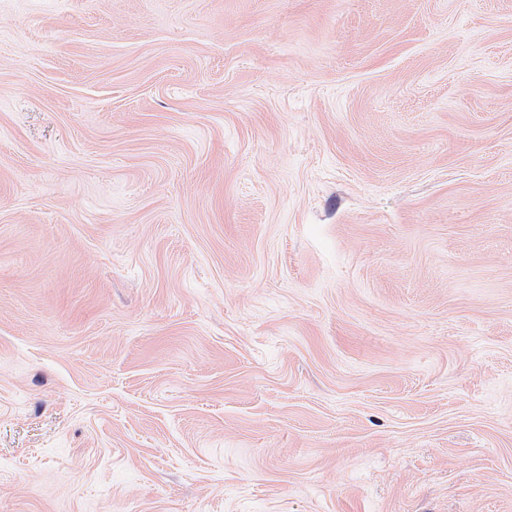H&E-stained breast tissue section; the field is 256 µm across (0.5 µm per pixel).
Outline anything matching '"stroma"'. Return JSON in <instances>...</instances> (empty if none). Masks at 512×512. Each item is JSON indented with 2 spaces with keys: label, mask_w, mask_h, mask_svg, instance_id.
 Returning a JSON list of instances; mask_svg holds the SVG:
<instances>
[{
  "label": "stroma",
  "mask_w": 512,
  "mask_h": 512,
  "mask_svg": "<svg viewBox=\"0 0 512 512\" xmlns=\"http://www.w3.org/2000/svg\"><path fill=\"white\" fill-rule=\"evenodd\" d=\"M0 512H512V0H0Z\"/></svg>",
  "instance_id": "1"
}]
</instances>
